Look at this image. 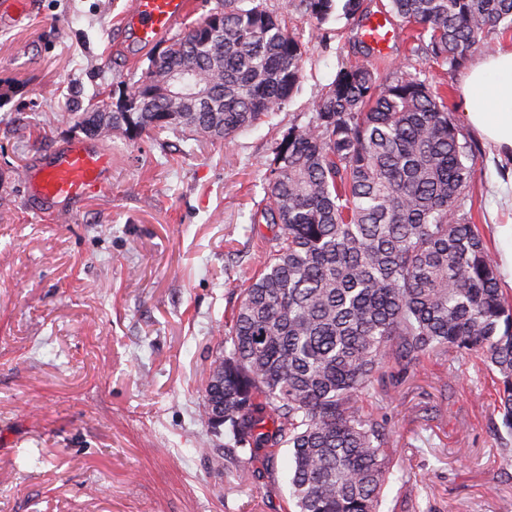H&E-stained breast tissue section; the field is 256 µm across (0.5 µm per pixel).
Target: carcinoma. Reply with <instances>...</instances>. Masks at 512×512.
<instances>
[{
  "label": "carcinoma",
  "instance_id": "cac0c4a2",
  "mask_svg": "<svg viewBox=\"0 0 512 512\" xmlns=\"http://www.w3.org/2000/svg\"><path fill=\"white\" fill-rule=\"evenodd\" d=\"M224 0L153 56L148 77L75 115L90 137L185 130L198 142L253 127L292 96L302 50L278 16ZM324 20L334 0H299ZM413 52L462 64L512 28V0H389ZM471 141L445 95L400 74L379 84L340 70L315 124L289 129L261 216L277 250L241 290L225 332L224 453L290 448L295 512H380L392 474L389 433L359 405L383 364L405 371L434 353L482 354L496 372L497 410L512 431V298L466 211Z\"/></svg>",
  "mask_w": 512,
  "mask_h": 512
}]
</instances>
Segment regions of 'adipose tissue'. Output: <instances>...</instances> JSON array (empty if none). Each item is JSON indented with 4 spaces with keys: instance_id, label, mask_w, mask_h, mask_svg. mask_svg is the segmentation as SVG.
<instances>
[{
    "instance_id": "adipose-tissue-1",
    "label": "adipose tissue",
    "mask_w": 512,
    "mask_h": 512,
    "mask_svg": "<svg viewBox=\"0 0 512 512\" xmlns=\"http://www.w3.org/2000/svg\"><path fill=\"white\" fill-rule=\"evenodd\" d=\"M465 116L512 183V48L478 57L462 79Z\"/></svg>"
}]
</instances>
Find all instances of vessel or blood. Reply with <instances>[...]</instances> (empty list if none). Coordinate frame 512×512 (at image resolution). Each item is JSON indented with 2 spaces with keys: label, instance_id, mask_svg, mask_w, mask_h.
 I'll return each mask as SVG.
<instances>
[{
  "label": "vessel or blood",
  "instance_id": "vessel-or-blood-1",
  "mask_svg": "<svg viewBox=\"0 0 512 512\" xmlns=\"http://www.w3.org/2000/svg\"><path fill=\"white\" fill-rule=\"evenodd\" d=\"M196 7V0H131L120 25L132 30L138 42L149 46L170 34ZM395 36L396 30L386 17H373L366 24L365 37L377 48H384ZM108 167L106 150L73 142L59 150L42 169L34 193L45 201L84 200L103 188Z\"/></svg>",
  "mask_w": 512,
  "mask_h": 512
}]
</instances>
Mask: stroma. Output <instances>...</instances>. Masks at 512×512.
<instances>
[{
  "label": "stroma",
  "instance_id": "35a3bbf8",
  "mask_svg": "<svg viewBox=\"0 0 512 512\" xmlns=\"http://www.w3.org/2000/svg\"><path fill=\"white\" fill-rule=\"evenodd\" d=\"M32 2L20 25L0 24V512H289L287 448L259 473L239 451L227 477L202 419L240 290L276 248L260 213L277 147L356 65L439 88L465 125L463 66L416 56L402 29L373 51L339 6L320 21L297 0H243L284 16L300 44L293 95L227 140L97 136L108 186L47 204L29 176L82 139L73 114L144 80L160 48L118 29L130 0ZM472 144L466 209L495 257L493 224L512 208L499 164ZM360 405L391 431L381 512H512V436L479 356L386 367Z\"/></svg>",
  "mask_w": 512,
  "mask_h": 512
}]
</instances>
